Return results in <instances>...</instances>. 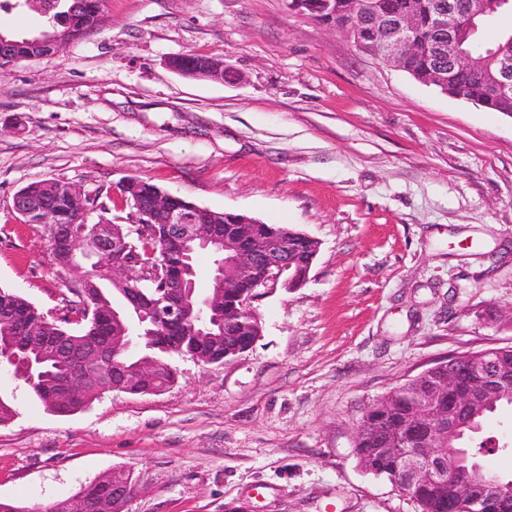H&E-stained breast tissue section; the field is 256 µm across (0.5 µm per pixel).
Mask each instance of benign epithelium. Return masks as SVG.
<instances>
[{
	"instance_id": "7a95c632",
	"label": "benign epithelium",
	"mask_w": 512,
	"mask_h": 512,
	"mask_svg": "<svg viewBox=\"0 0 512 512\" xmlns=\"http://www.w3.org/2000/svg\"><path fill=\"white\" fill-rule=\"evenodd\" d=\"M332 0H288V8L306 15L319 10L321 14L334 15ZM368 14L352 6L350 21L340 32L347 37L359 31L365 25ZM433 27L439 32L448 33V40L437 45V55L448 59V72L439 73L443 81L439 85L443 90L455 95L453 87V70L471 66L470 56L462 49L460 31L463 28L459 12L454 6L440 7L432 15ZM413 19L406 12L392 22H381L372 30L375 51L372 56L385 65L400 67V58L406 51L413 50L411 27ZM85 35V28L70 25L67 34L48 33L37 45L35 54L29 59L35 60L52 54L62 45ZM476 79L486 84V97L506 98L512 95V56L497 58L494 70L489 75L475 71ZM192 77H224V62L210 61L200 64L188 72ZM47 198L33 197L27 192H20L13 199L14 211L31 223L38 219ZM173 195L158 192L152 198L150 208L138 209L137 223L114 224L102 219L96 224H52L50 231L54 242V259L63 269L76 271L82 269L79 258L93 256L96 261L91 270L84 271L83 279H88L90 271L100 270L106 257L114 258L107 269V278L115 288H125L124 301L112 306V322L132 325L136 328V337L107 340L104 336L95 337L90 345L75 346L71 349H59L50 345L45 349V359H63L71 364L72 377L59 392L57 401L66 407L80 397L79 375L92 362L108 360L111 350L132 348L134 340L151 336L153 321L177 323L182 321L187 304L183 289L194 283V269L191 266L173 268L163 266L166 290L152 305L148 314L137 312L136 296L138 289L132 283H146L153 276H138L133 271L135 251L132 244L133 235L144 233L157 217H164L166 240L182 246L190 244L198 250L209 251L214 247L224 249V263L217 267L215 278L223 282L225 291L215 296H205L202 304L212 308L219 304L227 308L228 289L242 283L255 268L266 273L262 287L274 289L282 286L288 289L301 287L307 279L309 270L293 268L294 261L288 257V249L269 247L252 248L247 241L252 237L253 228L249 221L240 220L238 226L230 228L227 224H208L201 220L199 211L191 204L175 206ZM474 380L466 392L458 391L455 378L448 375L437 380L431 388L415 396L413 420L416 429L421 432L400 449L398 466L391 482L401 489L420 486H436L443 482L448 474H460L465 458L459 456L458 450L446 448V442L460 428L463 417L475 412L481 397L490 389L511 388L512 378L495 375L490 372L488 364L476 363L473 367ZM138 484L129 480L125 485L112 492L109 498H101L84 505L88 512H125L128 503L137 495ZM505 495L498 487H485L481 490L467 479H461L457 497L452 501L451 512H497Z\"/></svg>"
}]
</instances>
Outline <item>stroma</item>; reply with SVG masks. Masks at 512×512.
I'll list each match as a JSON object with an SVG mask.
<instances>
[{
	"mask_svg": "<svg viewBox=\"0 0 512 512\" xmlns=\"http://www.w3.org/2000/svg\"><path fill=\"white\" fill-rule=\"evenodd\" d=\"M104 27L0 65V287L44 315L75 275L13 197L34 181L98 196L89 223L132 214L118 186L151 179L216 211L285 224L319 252L306 283L261 292V334L175 382L47 411L0 365V500L26 512L116 468L128 512H418L364 472L367 405L452 357L512 346V117L358 50L286 0H104ZM223 58L234 80L166 62ZM507 262L488 271L486 252Z\"/></svg>",
	"mask_w": 512,
	"mask_h": 512,
	"instance_id": "35a3bbf8",
	"label": "stroma"
}]
</instances>
